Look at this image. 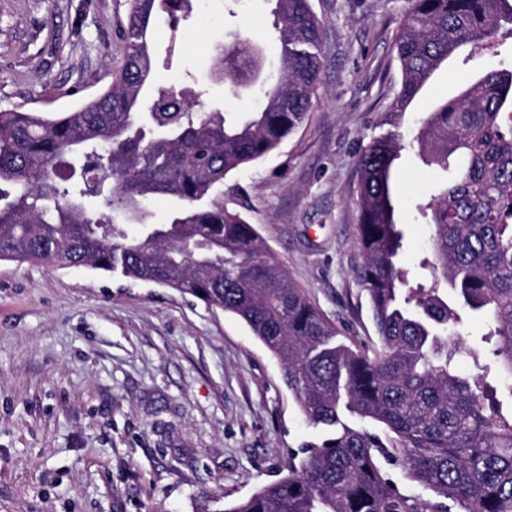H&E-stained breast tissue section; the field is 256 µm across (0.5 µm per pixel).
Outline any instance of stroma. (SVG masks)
<instances>
[{"label": "stroma", "instance_id": "stroma-1", "mask_svg": "<svg viewBox=\"0 0 512 512\" xmlns=\"http://www.w3.org/2000/svg\"><path fill=\"white\" fill-rule=\"evenodd\" d=\"M323 67L304 123L261 160L229 173L228 209L253 224L278 265L337 325L372 344L356 279L362 149L385 132L400 87L394 37L408 0H311ZM268 0H197L154 26L158 77L192 86L199 112L253 111L255 93L213 80L212 48L233 32L276 66ZM125 0H0V110L67 112L103 93L121 59ZM512 62L454 56L404 116L405 139L466 75ZM438 177L417 147L396 166L411 281L431 280L429 228L413 205ZM283 369L235 317L117 273L0 261V512H201L287 473L318 436Z\"/></svg>", "mask_w": 512, "mask_h": 512}]
</instances>
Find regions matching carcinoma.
Listing matches in <instances>:
<instances>
[{
    "instance_id": "obj_1",
    "label": "carcinoma",
    "mask_w": 512,
    "mask_h": 512,
    "mask_svg": "<svg viewBox=\"0 0 512 512\" xmlns=\"http://www.w3.org/2000/svg\"><path fill=\"white\" fill-rule=\"evenodd\" d=\"M122 61L112 85L70 112L0 111V261H38L119 273L170 288L238 319L283 365L284 383L318 440L288 474L212 512H424L398 496L378 458L399 460L412 481L463 512H512V65L467 76L457 96L428 113L417 142L440 176L418 211L432 228L433 268L410 286L397 259L405 239L395 185L406 148L383 133L359 159L358 281L376 347L337 340L334 323L293 284L254 227L212 193L276 149L305 120L322 68L321 22L310 0H272L279 66L262 75V51L237 39L214 48L233 87L261 109L229 123L177 96L178 122L146 132L143 108L171 89L154 85L148 30L157 10L188 17L192 0H127ZM512 26V0H409L395 49L402 79L386 122L422 94L461 51L494 44ZM100 159L112 193L84 176ZM176 203L158 223L147 207ZM127 212L130 236L105 210ZM488 320L483 345L466 350L448 332L469 315ZM350 413L381 426L343 421Z\"/></svg>"
}]
</instances>
